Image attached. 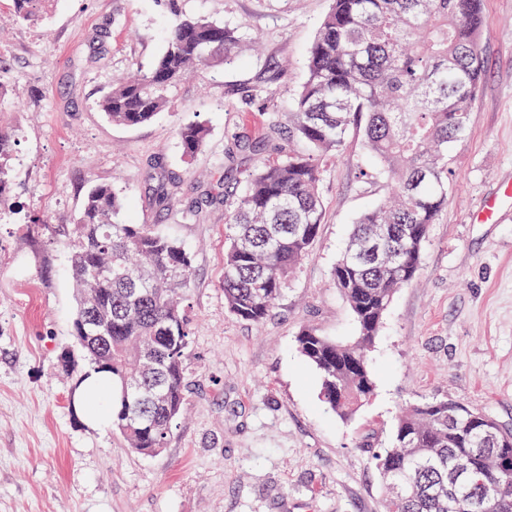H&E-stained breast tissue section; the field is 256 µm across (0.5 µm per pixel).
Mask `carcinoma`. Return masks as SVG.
Here are the masks:
<instances>
[{
    "mask_svg": "<svg viewBox=\"0 0 512 512\" xmlns=\"http://www.w3.org/2000/svg\"><path fill=\"white\" fill-rule=\"evenodd\" d=\"M32 20L50 0H14ZM483 0H332L310 48L305 81L288 113V141L260 158L225 214L224 304L260 324L309 257L323 220L324 163L350 135L388 173L391 192L352 225L332 273L346 298L354 337L310 329L298 349L320 377V398L348 420L373 395L369 354L395 293L421 270L430 226L448 204V146L467 128L485 77L478 37ZM238 30L187 19L167 36L154 65L116 79L99 101L115 125L148 123L168 90L197 69L233 64L247 53ZM206 128L182 124V155L193 158ZM11 135L0 129V201L9 183ZM122 202L94 185L67 242L79 305L73 336L91 368L112 376V428L130 450L156 454L181 414L190 323L180 289L194 275L176 239L151 224L120 219ZM101 265L112 273L94 276ZM512 432L448 401L407 405L390 446L374 455L388 512H512Z\"/></svg>",
    "mask_w": 512,
    "mask_h": 512,
    "instance_id": "1",
    "label": "carcinoma"
}]
</instances>
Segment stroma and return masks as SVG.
Returning <instances> with one entry per match:
<instances>
[{
	"mask_svg": "<svg viewBox=\"0 0 512 512\" xmlns=\"http://www.w3.org/2000/svg\"><path fill=\"white\" fill-rule=\"evenodd\" d=\"M331 0H51L26 22L0 0V128L14 139L0 206V512H384L373 454L410 403L454 400L512 431V205L489 224L485 201L512 186V0H486V74L465 137L448 148V205L431 225L417 279L399 289L371 352L375 390L351 420L319 398L298 351L311 328L351 336L332 284L356 217L386 196L360 138L325 165L323 224L259 325L224 306V217L258 157L274 158ZM205 16L257 44L231 67L181 81L149 123L109 122L98 101L115 77L152 67L181 20ZM198 121L201 152L176 132ZM261 154L228 161L231 133ZM163 170L170 209L154 205ZM111 185L122 217L191 252L189 392L165 449L142 455L73 403L88 369L73 337L77 293L64 243L91 185ZM70 358L69 372L58 366ZM207 130L196 121L182 124L177 130V139L185 158H193L203 147Z\"/></svg>",
	"mask_w": 512,
	"mask_h": 512,
	"instance_id": "35a3bbf8",
	"label": "stroma"
}]
</instances>
